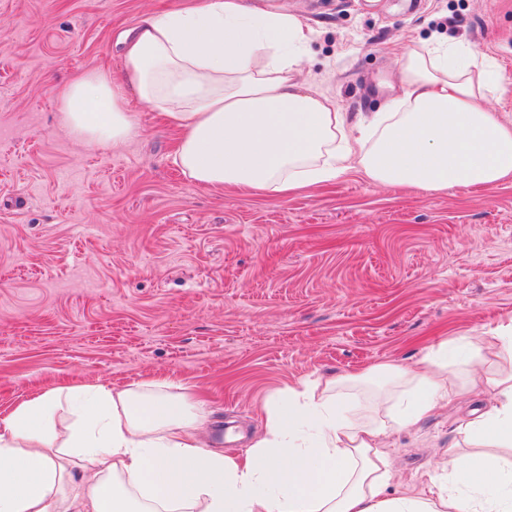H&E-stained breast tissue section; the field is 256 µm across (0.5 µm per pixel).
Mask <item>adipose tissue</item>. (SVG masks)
I'll return each mask as SVG.
<instances>
[{
	"mask_svg": "<svg viewBox=\"0 0 512 512\" xmlns=\"http://www.w3.org/2000/svg\"><path fill=\"white\" fill-rule=\"evenodd\" d=\"M314 31L257 0H200L143 18L121 39L119 71L57 92L79 139L120 144L133 105L178 130L173 157L193 183L283 196L358 169L430 192L480 190L512 177V95L501 68L460 41L420 42L398 61L401 93L348 123L300 81ZM498 369L480 376L473 357ZM385 385L362 418L346 382L307 381L267 409L245 455L209 451L201 405L157 380L151 392L59 386L0 417V512H512V321L477 340H444L410 365L372 367ZM483 388L424 497L388 494L382 436L411 428L452 396Z\"/></svg>",
	"mask_w": 512,
	"mask_h": 512,
	"instance_id": "1",
	"label": "adipose tissue"
}]
</instances>
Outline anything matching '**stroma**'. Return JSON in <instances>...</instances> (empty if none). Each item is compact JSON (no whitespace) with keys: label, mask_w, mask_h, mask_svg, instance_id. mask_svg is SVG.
<instances>
[{"label":"stroma","mask_w":512,"mask_h":512,"mask_svg":"<svg viewBox=\"0 0 512 512\" xmlns=\"http://www.w3.org/2000/svg\"><path fill=\"white\" fill-rule=\"evenodd\" d=\"M195 2L0 0V417L61 385L164 378L203 401L209 450L243 454L288 388L351 376L363 408L370 367L512 320V179L428 192L351 170L281 198L191 182L141 105L117 147L61 125L59 87ZM273 2L316 32L302 80L352 117L383 107L420 39L462 40L512 80V0ZM482 400L385 437L390 493L424 490Z\"/></svg>","instance_id":"stroma-1"}]
</instances>
